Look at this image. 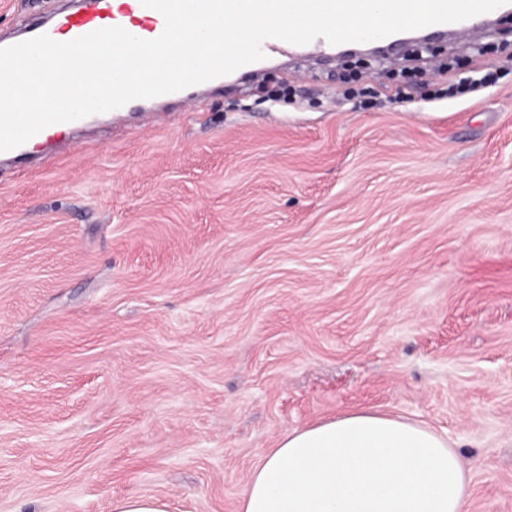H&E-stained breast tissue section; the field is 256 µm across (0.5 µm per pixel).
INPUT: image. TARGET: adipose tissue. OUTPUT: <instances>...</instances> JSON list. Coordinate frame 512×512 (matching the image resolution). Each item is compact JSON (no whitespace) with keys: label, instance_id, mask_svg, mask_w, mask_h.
Here are the masks:
<instances>
[{"label":"adipose tissue","instance_id":"1","mask_svg":"<svg viewBox=\"0 0 512 512\" xmlns=\"http://www.w3.org/2000/svg\"><path fill=\"white\" fill-rule=\"evenodd\" d=\"M471 476L447 435L371 411L282 436L238 512H466Z\"/></svg>","mask_w":512,"mask_h":512}]
</instances>
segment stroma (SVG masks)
<instances>
[{
	"label": "stroma",
	"instance_id": "1",
	"mask_svg": "<svg viewBox=\"0 0 512 512\" xmlns=\"http://www.w3.org/2000/svg\"><path fill=\"white\" fill-rule=\"evenodd\" d=\"M433 54L267 58L0 168V512H237L354 411L512 512V19ZM166 499L154 496H127L112 501V512H169Z\"/></svg>",
	"mask_w": 512,
	"mask_h": 512
}]
</instances>
